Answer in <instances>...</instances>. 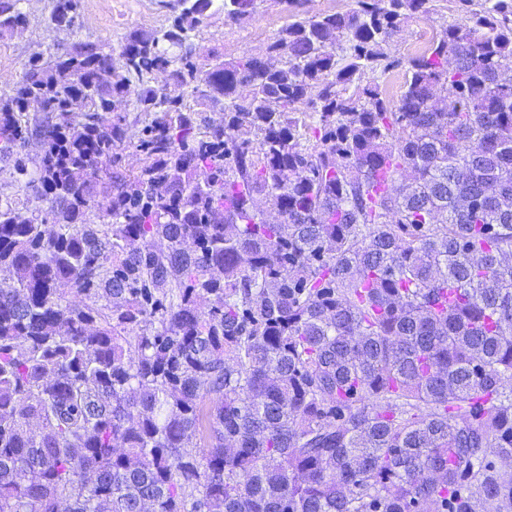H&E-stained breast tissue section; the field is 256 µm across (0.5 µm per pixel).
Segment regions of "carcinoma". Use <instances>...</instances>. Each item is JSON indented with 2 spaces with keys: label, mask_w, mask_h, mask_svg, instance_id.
I'll return each mask as SVG.
<instances>
[{
  "label": "carcinoma",
  "mask_w": 512,
  "mask_h": 512,
  "mask_svg": "<svg viewBox=\"0 0 512 512\" xmlns=\"http://www.w3.org/2000/svg\"><path fill=\"white\" fill-rule=\"evenodd\" d=\"M180 2L0 99V159L48 204L0 201V512H512L488 459L512 460V0H456L405 60L384 46L430 0H355L282 27L273 68L198 64L214 0ZM134 138L140 171L103 182Z\"/></svg>",
  "instance_id": "1"
}]
</instances>
